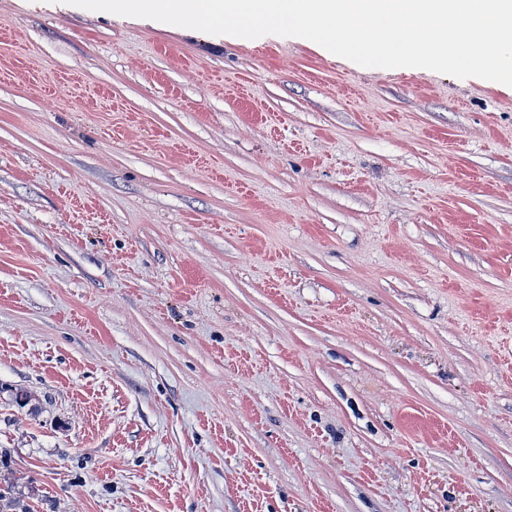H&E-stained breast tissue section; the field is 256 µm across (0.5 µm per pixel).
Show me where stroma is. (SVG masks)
I'll return each mask as SVG.
<instances>
[{"mask_svg":"<svg viewBox=\"0 0 512 512\" xmlns=\"http://www.w3.org/2000/svg\"><path fill=\"white\" fill-rule=\"evenodd\" d=\"M0 486L512 512V87L0 0Z\"/></svg>","mask_w":512,"mask_h":512,"instance_id":"1","label":"stroma"}]
</instances>
